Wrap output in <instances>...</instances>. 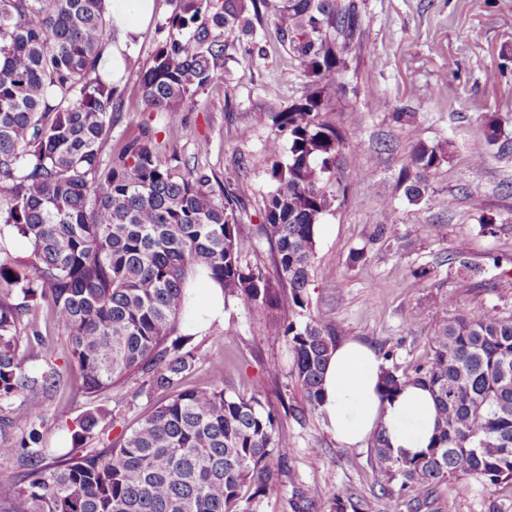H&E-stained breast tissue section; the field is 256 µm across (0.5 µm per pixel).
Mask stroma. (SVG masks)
<instances>
[{
	"label": "stroma",
	"mask_w": 512,
	"mask_h": 512,
	"mask_svg": "<svg viewBox=\"0 0 512 512\" xmlns=\"http://www.w3.org/2000/svg\"><path fill=\"white\" fill-rule=\"evenodd\" d=\"M352 2L364 26L326 107L346 147L332 179L336 201L317 227L308 303L294 317L335 324L341 339L391 353L392 364L403 371L429 356L434 329L449 317L444 297L459 295L475 314L491 307L512 313V0ZM171 12L170 0H155L125 59L121 118L112 139L134 137L148 126L159 129L160 140L182 161L204 167L219 184L239 186L244 253L271 266L270 246L256 234L275 189L266 144L274 135L272 114L299 102L304 77L272 30L257 31L259 51L231 48L223 79L196 96L179 127L167 128L145 107L140 73ZM492 125L498 139L491 144ZM418 140L443 146L447 156L414 202L398 188L397 176ZM479 153L486 160L478 166ZM487 220L494 231L484 230ZM382 224L395 233L378 241L374 234ZM460 260L472 276L464 293L456 288ZM412 311L424 317L423 326H407ZM189 345L200 361L187 375V387L208 386L220 369L229 390L259 393L278 410L303 404L287 341L267 333L264 319L241 300H229L223 322L192 336ZM141 383L133 377L94 401L70 389L57 393L46 402L52 417L46 446L70 447L66 422L96 405L111 409L123 428L134 427L164 398L140 393ZM283 430L292 446L288 475L258 512H292L296 486L327 508L338 490L348 489L366 512H409L411 495L382 490L369 444L338 441L323 413L300 421L284 417ZM420 512H512V487L476 481L462 497L443 484Z\"/></svg>",
	"instance_id": "stroma-1"
}]
</instances>
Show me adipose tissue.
Instances as JSON below:
<instances>
[{
	"label": "adipose tissue",
	"instance_id": "1",
	"mask_svg": "<svg viewBox=\"0 0 512 512\" xmlns=\"http://www.w3.org/2000/svg\"><path fill=\"white\" fill-rule=\"evenodd\" d=\"M112 23L118 30V45L107 50L98 67L101 71L120 75L123 55L152 15L154 0H108ZM186 299L197 305L194 321L184 324L182 331L193 335L212 322L224 319V294L221 288L196 274L186 290ZM384 363L368 346L348 340L337 344L323 378L321 410L337 438L353 446L367 441L377 429H385L395 450L413 455L425 451L433 437L436 408L430 392L420 386H409L395 398L381 401L378 388Z\"/></svg>",
	"mask_w": 512,
	"mask_h": 512
}]
</instances>
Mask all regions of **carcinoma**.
Returning a JSON list of instances; mask_svg holds the SVG:
<instances>
[{
	"label": "carcinoma",
	"mask_w": 512,
	"mask_h": 512,
	"mask_svg": "<svg viewBox=\"0 0 512 512\" xmlns=\"http://www.w3.org/2000/svg\"><path fill=\"white\" fill-rule=\"evenodd\" d=\"M268 26L306 78L300 102L272 115L279 133L266 145L275 190L258 231L272 273L243 259L236 191L216 193L195 165H161L167 143L149 128L112 148L124 90L98 69L118 43L106 0H0V254L15 237L31 247L26 261L0 257V462L13 466L0 481V512H257L279 492L291 453L280 414L255 393L228 392L219 372L205 389L182 387L197 362L180 330L184 285L201 269L254 314L305 307L316 228L336 200L331 177L345 147L324 109L361 16L338 0H173L140 84L146 109L170 126L222 78L229 39ZM443 160V148L416 142L399 174L405 195L421 199L424 174ZM42 303L67 338L63 357L31 317ZM444 304L451 315L430 337L428 360L387 369L381 385L383 400L408 385L430 391L432 442L410 456L379 430L373 469L408 493L452 482L463 495L469 477L512 485V316L475 315L455 296ZM268 330L293 355L300 420L321 407L336 329L280 316ZM71 371L90 400L135 375L145 378L141 392L167 398L101 447L87 443L115 426L112 411H85L67 426L72 450L55 456L44 447L42 396L68 385ZM291 509L322 512L300 486ZM335 509L365 504L345 489Z\"/></svg>",
	"instance_id": "1"
}]
</instances>
